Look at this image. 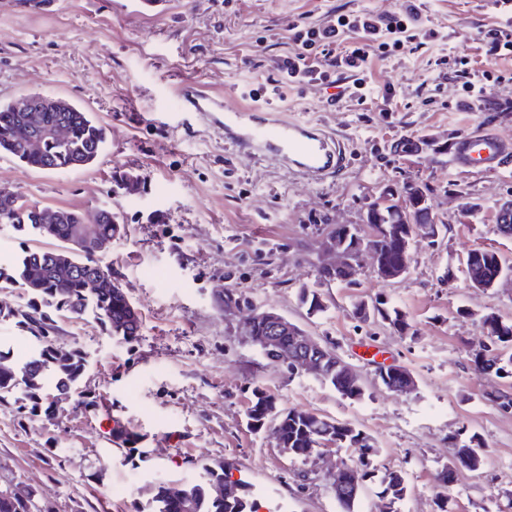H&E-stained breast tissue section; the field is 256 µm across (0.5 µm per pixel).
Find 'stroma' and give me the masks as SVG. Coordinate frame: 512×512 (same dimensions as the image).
<instances>
[{"label": "stroma", "instance_id": "stroma-1", "mask_svg": "<svg viewBox=\"0 0 512 512\" xmlns=\"http://www.w3.org/2000/svg\"><path fill=\"white\" fill-rule=\"evenodd\" d=\"M402 0H0V105L31 93L63 98L105 129L98 159L43 171L0 154V186L43 206L117 213L123 230L105 260L134 304L139 337L104 331L93 313L56 316L61 344L81 350L80 400L54 416L18 418L0 403V487L35 490L49 512H152L151 490L202 482L203 468L231 462L259 512H342L325 481L276 447L248 418L254 386L278 407L347 422L370 437L377 472H403L400 512H436V476L454 435L476 438L479 469L458 468L451 512H512V414L488 399L512 378L479 374L488 345L478 319L512 321V286L469 287L460 260L493 249L512 262V237L497 229L512 202V154L491 171L461 169L449 147L488 131L512 139V54L490 58L486 33L512 30L498 7L473 0H414L420 21L403 45L374 53L361 73L329 69L324 83H284L281 55L297 25L396 11ZM194 85L238 106L259 88L288 117L340 140L345 161L312 180L226 141L197 112L182 121L178 92ZM423 138L410 166L392 144ZM415 180L430 190L438 237H413L402 279L381 281L363 261L353 284L320 282L336 225L364 223L386 188ZM471 210H463V203ZM456 274L444 280L446 271ZM317 290L324 311L300 301ZM243 314L272 308L335 343L364 394L341 397L319 379L268 365L242 340L224 294ZM383 297L412 325L400 334L353 315ZM468 309L470 317L459 314ZM406 368L416 389L400 395L376 379L379 365ZM129 426L137 446L108 439Z\"/></svg>", "mask_w": 512, "mask_h": 512}]
</instances>
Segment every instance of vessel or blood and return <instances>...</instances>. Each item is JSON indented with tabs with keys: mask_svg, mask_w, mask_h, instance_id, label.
Returning a JSON list of instances; mask_svg holds the SVG:
<instances>
[{
	"mask_svg": "<svg viewBox=\"0 0 512 512\" xmlns=\"http://www.w3.org/2000/svg\"><path fill=\"white\" fill-rule=\"evenodd\" d=\"M224 136L241 148L312 178H323L341 165V146L323 129L279 120L270 108L260 105L243 106L225 116ZM511 151L512 141L493 133L462 139L452 159L463 167L491 169Z\"/></svg>",
	"mask_w": 512,
	"mask_h": 512,
	"instance_id": "vessel-or-blood-1",
	"label": "vessel or blood"
}]
</instances>
